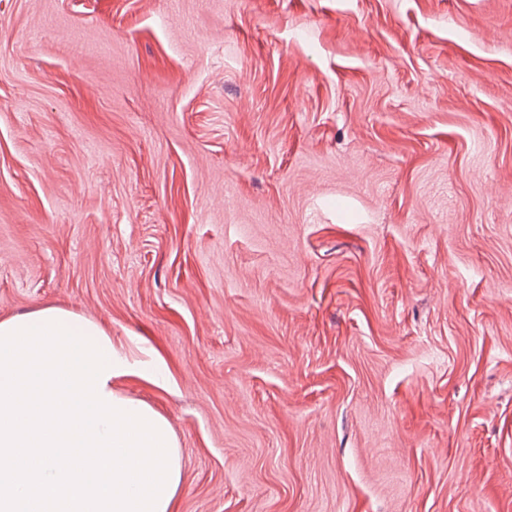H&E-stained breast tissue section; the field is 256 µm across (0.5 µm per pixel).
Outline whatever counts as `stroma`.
I'll return each mask as SVG.
<instances>
[{"instance_id":"stroma-1","label":"stroma","mask_w":512,"mask_h":512,"mask_svg":"<svg viewBox=\"0 0 512 512\" xmlns=\"http://www.w3.org/2000/svg\"><path fill=\"white\" fill-rule=\"evenodd\" d=\"M163 376L177 512H512V0H0V319Z\"/></svg>"}]
</instances>
